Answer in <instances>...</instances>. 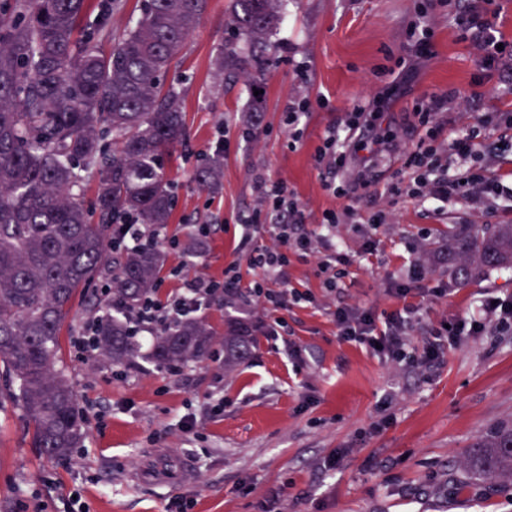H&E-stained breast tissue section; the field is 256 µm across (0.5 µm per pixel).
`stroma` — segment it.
Listing matches in <instances>:
<instances>
[{
  "mask_svg": "<svg viewBox=\"0 0 512 512\" xmlns=\"http://www.w3.org/2000/svg\"><path fill=\"white\" fill-rule=\"evenodd\" d=\"M230 0H209L199 27L170 77L182 90L187 139L166 159L175 205L168 230L179 246L167 250L159 279L166 296L179 276H220L241 260L237 217L258 210L255 175L287 181L304 212L305 229L319 236L322 215L345 199L328 193L314 155L328 127L340 125L357 102L387 104L383 120L400 133L396 149L349 164L337 180L367 174L370 185L351 203L353 224L336 227V244L351 263L335 291L322 284L310 257H292L288 289L312 301L289 302L288 332L256 335L251 356L224 367V346L181 369L119 370L77 355L74 338L88 317L90 294L79 289L62 327L57 367L79 403L93 402L83 447L48 459L33 446L32 427L14 402H0V512H26L37 500L52 512L61 494L80 490L89 512H167L189 500L190 512H512V483L471 478L466 450L512 422V326L488 322L462 337L430 368L412 369L356 342H343L330 313L360 307L377 318L402 310L389 280L415 261L424 287L448 285L446 298L414 296L420 304L411 347L428 328L469 316L492 299L512 296V270L452 279L461 264L450 234L455 224H512V198L488 213L461 201L436 211L409 197L384 194L416 134L412 112L432 95L454 91L470 110L437 115L455 132L485 118V141H512L496 124L512 113L506 93L512 74L487 75L476 40L462 38L446 0H288L271 62L217 86L210 60L219 40H231ZM431 12L427 46L415 51L408 30L419 9ZM260 87L266 109L250 122V91ZM302 100L299 141L288 136L286 112ZM224 146V179L200 191L192 174L203 154ZM387 223L371 220L380 209ZM208 225L194 267L184 249ZM301 351L293 358L291 348ZM223 394L224 408L210 409Z\"/></svg>",
  "mask_w": 512,
  "mask_h": 512,
  "instance_id": "obj_1",
  "label": "stroma"
}]
</instances>
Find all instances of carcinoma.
<instances>
[{
	"instance_id": "carcinoma-1",
	"label": "carcinoma",
	"mask_w": 512,
	"mask_h": 512,
	"mask_svg": "<svg viewBox=\"0 0 512 512\" xmlns=\"http://www.w3.org/2000/svg\"><path fill=\"white\" fill-rule=\"evenodd\" d=\"M106 12L85 22L86 0H0V368L9 398L33 424V443L47 459L82 446L85 428L71 383L56 369L60 330L75 292L112 275L114 298L140 303L165 264L158 248L111 255L120 225L171 222L173 179L165 156L185 137L180 91L167 83L209 0H141L139 15L118 35ZM285 0H232L237 42L219 43L211 66L224 74L261 70ZM112 41L108 53L102 40ZM112 143H107V138ZM96 182L93 210L80 193ZM224 175V146L204 156L193 178L215 192ZM96 215V222L90 215ZM469 271L512 269V224L477 230L456 225ZM218 333L183 319L154 338L158 368L202 362ZM98 358L125 364L134 356L131 330L118 316L99 320ZM251 327L224 333V365L247 357ZM466 471L512 479V425L469 449Z\"/></svg>"
}]
</instances>
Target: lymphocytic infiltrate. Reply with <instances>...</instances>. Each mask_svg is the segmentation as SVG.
Masks as SVG:
<instances>
[{
    "mask_svg": "<svg viewBox=\"0 0 512 512\" xmlns=\"http://www.w3.org/2000/svg\"><path fill=\"white\" fill-rule=\"evenodd\" d=\"M494 0H457L452 19L459 31L471 35L480 42L484 55L482 64L486 69L498 68L503 59L498 45L500 39L488 16ZM452 104L468 109L469 101L451 93L432 96L414 112L417 126H429L427 137L418 138L412 146L405 163L409 174L407 180L391 184L387 193L391 196L408 194L420 203L440 209L458 199L475 203H495L502 196L512 197V187L504 185L488 167L482 166L488 148L479 135L478 126H471L451 135H444L441 125L434 117L443 105ZM366 107L355 104L343 126L329 128L315 154L316 165L329 172L342 169L348 157L394 140V132L383 131L376 119L365 116ZM255 189L259 194L264 213H251L239 217L243 229L241 246L247 247L246 259L251 268L260 275L251 284H243L240 266L232 262L225 266L222 278L197 276L184 279L166 297L150 293L139 305L121 308L120 313L136 332L154 337L174 321L197 311L214 297L224 298L226 303L246 308L259 302L275 319L268 326L271 337L280 336L286 323L277 318L278 310L287 305L288 295L284 290L288 270V255L295 252L314 257L323 285L328 290L336 288V227L344 216L352 215V208L344 212L325 211L321 221L323 232L319 239H312L303 229V212L288 184L283 180L258 178ZM274 218V242L263 249H250L249 243L260 227L261 215ZM420 277V267L410 264L399 279L392 281L390 293L402 300V310L377 321L375 315L364 308L339 307L333 317L340 337L348 342H357L367 347H379L381 354L400 361L430 367L440 361L446 347L462 336L481 331V321L469 318L447 327L432 329L419 354L408 355V333L411 321L418 311L416 305L408 303L414 285Z\"/></svg>",
    "mask_w": 512,
    "mask_h": 512,
    "instance_id": "1",
    "label": "lymphocytic infiltrate"
}]
</instances>
